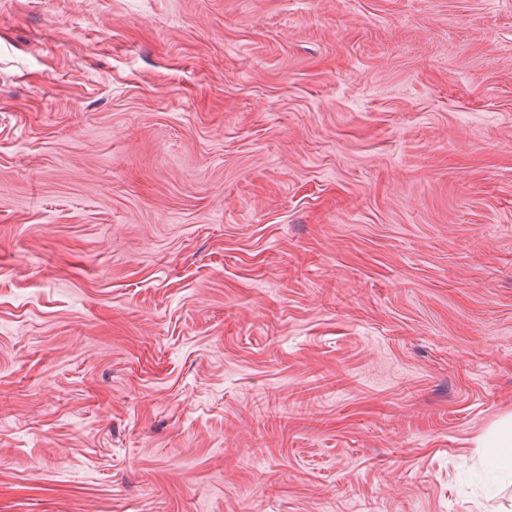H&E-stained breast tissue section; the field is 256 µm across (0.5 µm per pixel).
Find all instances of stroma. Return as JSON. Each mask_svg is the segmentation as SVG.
I'll list each match as a JSON object with an SVG mask.
<instances>
[{"mask_svg": "<svg viewBox=\"0 0 512 512\" xmlns=\"http://www.w3.org/2000/svg\"><path fill=\"white\" fill-rule=\"evenodd\" d=\"M512 0H0V512H512ZM487 448H494L493 458L498 469L512 472V418L509 417L496 426Z\"/></svg>", "mask_w": 512, "mask_h": 512, "instance_id": "35a3bbf8", "label": "stroma"}]
</instances>
